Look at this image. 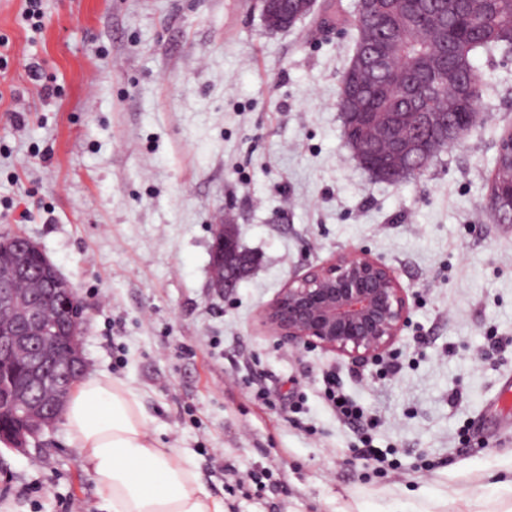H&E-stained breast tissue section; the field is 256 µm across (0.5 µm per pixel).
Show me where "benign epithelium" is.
<instances>
[{
  "label": "benign epithelium",
  "instance_id": "1",
  "mask_svg": "<svg viewBox=\"0 0 512 512\" xmlns=\"http://www.w3.org/2000/svg\"><path fill=\"white\" fill-rule=\"evenodd\" d=\"M285 0H263L267 27ZM39 255L37 288L26 296L15 294L13 284L23 261L0 272V349L19 346L30 360L31 386L13 396L21 426L0 439L23 450L58 422L67 394L85 371L81 335L84 307L42 250L29 239L15 247L22 254ZM66 313V320L51 331L44 319L50 304ZM410 313L408 293L390 267L364 251L341 252L322 266L309 269L288 282L261 310L266 329L282 342L303 344L346 356L374 361L388 352L406 326Z\"/></svg>",
  "mask_w": 512,
  "mask_h": 512
}]
</instances>
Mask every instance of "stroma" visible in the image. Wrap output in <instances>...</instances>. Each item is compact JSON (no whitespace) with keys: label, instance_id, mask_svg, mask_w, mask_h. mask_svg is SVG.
I'll return each mask as SVG.
<instances>
[{"label":"stroma","instance_id":"1","mask_svg":"<svg viewBox=\"0 0 512 512\" xmlns=\"http://www.w3.org/2000/svg\"><path fill=\"white\" fill-rule=\"evenodd\" d=\"M355 0H317L269 30L261 0H44L41 30L0 0V240L25 236L77 291L87 374L126 382L149 428L190 456L226 512H351L355 499L447 496L438 512H512V224L487 209L512 128V52L478 54L479 122L425 174L364 171L337 97ZM52 80L44 94L25 63ZM254 262L232 293L210 286L214 229ZM389 266L409 296L401 372L282 343L260 311L293 277L343 251ZM424 344H416V337ZM503 347L489 348L491 337ZM334 370L380 418L399 475L364 468L321 397ZM268 390L255 401L252 381ZM431 471L420 472L422 461ZM269 468L277 491L224 477ZM101 512L62 427L0 447V512Z\"/></svg>","mask_w":512,"mask_h":512}]
</instances>
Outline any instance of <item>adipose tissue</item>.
Segmentation results:
<instances>
[{"label": "adipose tissue", "mask_w": 512, "mask_h": 512, "mask_svg": "<svg viewBox=\"0 0 512 512\" xmlns=\"http://www.w3.org/2000/svg\"><path fill=\"white\" fill-rule=\"evenodd\" d=\"M61 423L94 481L102 512H224L193 461L151 433L140 399L125 382L105 374L83 379Z\"/></svg>", "instance_id": "obj_1"}]
</instances>
